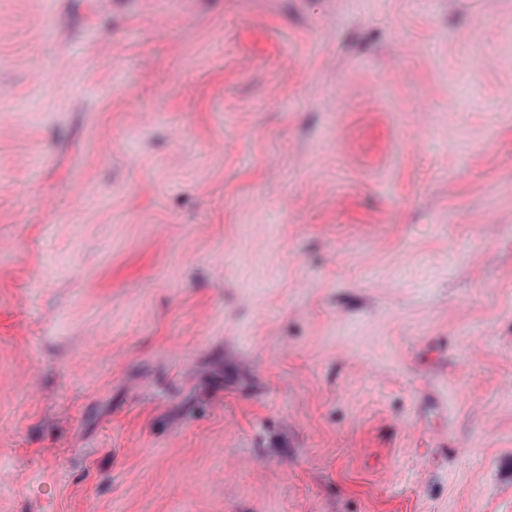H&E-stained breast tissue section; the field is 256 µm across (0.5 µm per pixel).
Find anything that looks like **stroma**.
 <instances>
[{"instance_id": "obj_1", "label": "stroma", "mask_w": 512, "mask_h": 512, "mask_svg": "<svg viewBox=\"0 0 512 512\" xmlns=\"http://www.w3.org/2000/svg\"><path fill=\"white\" fill-rule=\"evenodd\" d=\"M0 512H512V0H0Z\"/></svg>"}]
</instances>
